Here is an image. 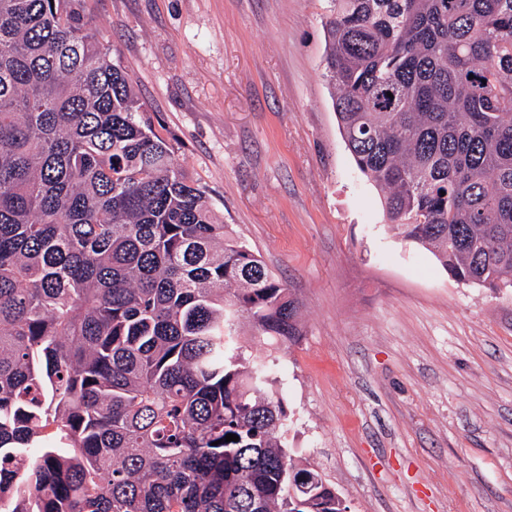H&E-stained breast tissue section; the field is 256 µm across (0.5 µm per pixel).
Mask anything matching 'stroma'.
Returning a JSON list of instances; mask_svg holds the SVG:
<instances>
[{"instance_id": "35a3bbf8", "label": "stroma", "mask_w": 512, "mask_h": 512, "mask_svg": "<svg viewBox=\"0 0 512 512\" xmlns=\"http://www.w3.org/2000/svg\"><path fill=\"white\" fill-rule=\"evenodd\" d=\"M216 215L286 283L265 356L288 445L348 512H512V288L453 278L389 226L323 77V0H87Z\"/></svg>"}]
</instances>
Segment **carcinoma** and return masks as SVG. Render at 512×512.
<instances>
[{"mask_svg": "<svg viewBox=\"0 0 512 512\" xmlns=\"http://www.w3.org/2000/svg\"><path fill=\"white\" fill-rule=\"evenodd\" d=\"M327 2L392 229L512 288V0ZM174 154L86 0H0V512H347L237 343L294 339L295 301Z\"/></svg>", "mask_w": 512, "mask_h": 512, "instance_id": "cac0c4a2", "label": "carcinoma"}]
</instances>
